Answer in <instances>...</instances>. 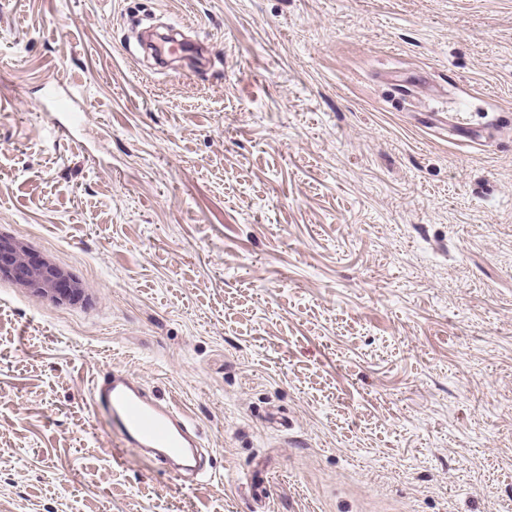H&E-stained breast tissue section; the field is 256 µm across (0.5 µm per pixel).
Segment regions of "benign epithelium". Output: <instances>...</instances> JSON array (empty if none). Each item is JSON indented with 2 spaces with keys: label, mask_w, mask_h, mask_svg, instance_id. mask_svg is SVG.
I'll list each match as a JSON object with an SVG mask.
<instances>
[{
  "label": "benign epithelium",
  "mask_w": 512,
  "mask_h": 512,
  "mask_svg": "<svg viewBox=\"0 0 512 512\" xmlns=\"http://www.w3.org/2000/svg\"><path fill=\"white\" fill-rule=\"evenodd\" d=\"M0 277L55 303L75 304L86 297L81 280L12 235L0 234Z\"/></svg>",
  "instance_id": "obj_1"
}]
</instances>
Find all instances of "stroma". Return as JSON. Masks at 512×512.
Instances as JSON below:
<instances>
[{"instance_id": "35a3bbf8", "label": "stroma", "mask_w": 512, "mask_h": 512, "mask_svg": "<svg viewBox=\"0 0 512 512\" xmlns=\"http://www.w3.org/2000/svg\"><path fill=\"white\" fill-rule=\"evenodd\" d=\"M143 9L208 65L129 52ZM1 232L88 295L0 279V512H512V0H0ZM114 367L223 481L119 451ZM81 98L80 89L67 81H57L49 87L47 94L48 106L53 112H64L69 122L68 127L59 128L58 130L69 135L73 128L79 126L80 112H84Z\"/></svg>"}]
</instances>
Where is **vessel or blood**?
Returning <instances> with one entry per match:
<instances>
[{
  "label": "vessel or blood",
  "instance_id": "1",
  "mask_svg": "<svg viewBox=\"0 0 512 512\" xmlns=\"http://www.w3.org/2000/svg\"><path fill=\"white\" fill-rule=\"evenodd\" d=\"M80 89L67 81L51 85L47 101L52 111L65 113L70 127H78L83 110ZM89 408L118 435L121 445L172 467L175 471L211 479L200 463L197 429L190 417L142 389L119 369L92 381Z\"/></svg>",
  "mask_w": 512,
  "mask_h": 512
}]
</instances>
